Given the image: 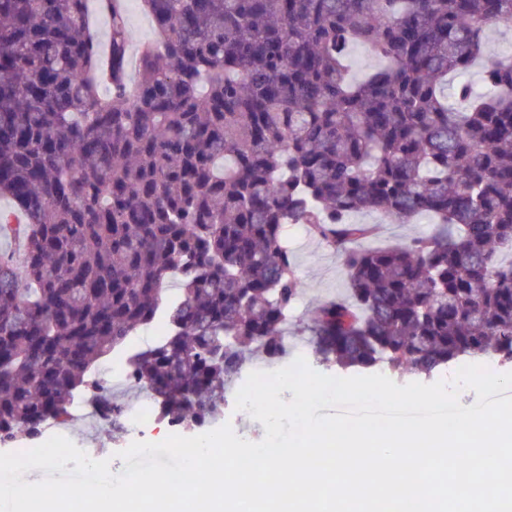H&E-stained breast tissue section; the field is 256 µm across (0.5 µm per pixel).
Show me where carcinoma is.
Returning a JSON list of instances; mask_svg holds the SVG:
<instances>
[{
	"instance_id": "1",
	"label": "carcinoma",
	"mask_w": 512,
	"mask_h": 512,
	"mask_svg": "<svg viewBox=\"0 0 512 512\" xmlns=\"http://www.w3.org/2000/svg\"><path fill=\"white\" fill-rule=\"evenodd\" d=\"M90 0H0V440L83 400L114 426L99 362L124 352L159 420L212 425L253 357L288 358V227L336 253L346 294L316 363L431 380L512 367V0H120L108 64ZM361 45L380 64L354 81ZM480 67L482 90L457 77ZM435 231L377 248L378 225ZM163 320L145 348L128 346ZM139 1L125 0V5L134 32V42H145L153 38V28ZM490 36L486 40V51L493 55L505 53L512 49V23L511 27L505 24L494 23L489 26Z\"/></svg>"
}]
</instances>
